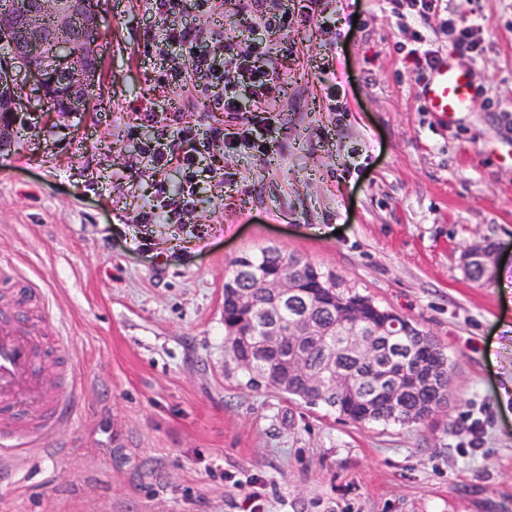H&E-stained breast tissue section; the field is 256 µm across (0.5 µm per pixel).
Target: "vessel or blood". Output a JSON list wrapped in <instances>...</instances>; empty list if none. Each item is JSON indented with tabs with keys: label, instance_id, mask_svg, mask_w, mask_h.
Listing matches in <instances>:
<instances>
[{
	"label": "vessel or blood",
	"instance_id": "vessel-or-blood-1",
	"mask_svg": "<svg viewBox=\"0 0 512 512\" xmlns=\"http://www.w3.org/2000/svg\"><path fill=\"white\" fill-rule=\"evenodd\" d=\"M476 98L470 70L449 56L426 84L423 104L451 121L471 111ZM65 399L39 366L38 345L26 318L11 304L0 305V452L51 437L61 423Z\"/></svg>",
	"mask_w": 512,
	"mask_h": 512
}]
</instances>
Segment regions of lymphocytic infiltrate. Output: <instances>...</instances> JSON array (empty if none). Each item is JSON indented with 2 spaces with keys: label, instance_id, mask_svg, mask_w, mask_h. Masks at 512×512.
I'll return each mask as SVG.
<instances>
[{
  "label": "lymphocytic infiltrate",
  "instance_id": "obj_1",
  "mask_svg": "<svg viewBox=\"0 0 512 512\" xmlns=\"http://www.w3.org/2000/svg\"><path fill=\"white\" fill-rule=\"evenodd\" d=\"M391 13L397 16H411L416 23H424L429 15L443 14L444 27L453 48L462 55L479 59L481 56L482 25L480 18L486 9L485 0H475L471 17L459 18L451 11L448 0H386ZM152 10L161 20L166 21L165 39L180 47L192 71L206 72L224 88V96L214 102L216 110L235 119V131H225L223 126H212L206 136H199L191 126L179 123L174 99L151 104L149 111L138 113L129 128L131 137H137L144 124L154 122L158 114H165L169 124L175 125L179 138L178 145L166 143L165 130H158L154 139L141 141L140 151L148 158L157 174H165L170 168H178L184 177L185 186L181 192L172 193L164 183H157L150 199L141 213L145 224H179L197 197L195 179L198 172V158L213 142L224 144L225 151L245 153L258 160H265L270 145L264 136L269 127V112L275 111L284 95L282 70L277 61L295 56L293 45L272 49L271 45L259 41L251 52L239 53L234 42L221 38L213 39L208 55L196 52L197 38L193 29L178 26L176 20L188 10L199 12L221 8L222 0H152ZM237 13L251 25L261 27L270 33L282 34L299 24L316 26L321 35L330 41L342 39L339 23L345 15L348 0H299L297 9L283 5L282 0H234ZM231 58L233 70L218 67L217 62Z\"/></svg>",
  "mask_w": 512,
  "mask_h": 512
}]
</instances>
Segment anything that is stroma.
I'll use <instances>...</instances> for the list:
<instances>
[{
  "mask_svg": "<svg viewBox=\"0 0 512 512\" xmlns=\"http://www.w3.org/2000/svg\"><path fill=\"white\" fill-rule=\"evenodd\" d=\"M479 61L512 103V0H489ZM338 44L295 26L267 160L210 149L215 175L184 224H145L154 175L127 135L156 98L186 125L224 122L212 90L160 83L186 63L148 0H103V67L86 111L19 113L0 150V261L42 290L44 339L65 340L74 393L57 438L0 459V512H512V112L447 122L407 69L416 26L360 0ZM200 46L246 38L233 4L193 13ZM346 89L326 111L322 68ZM122 169V183L112 172ZM494 244L505 276L462 255ZM273 246L309 260L447 349L448 405L421 427L337 422L224 363V281ZM481 427L472 448L469 427Z\"/></svg>",
  "mask_w": 512,
  "mask_h": 512,
  "instance_id": "1",
  "label": "stroma"
}]
</instances>
